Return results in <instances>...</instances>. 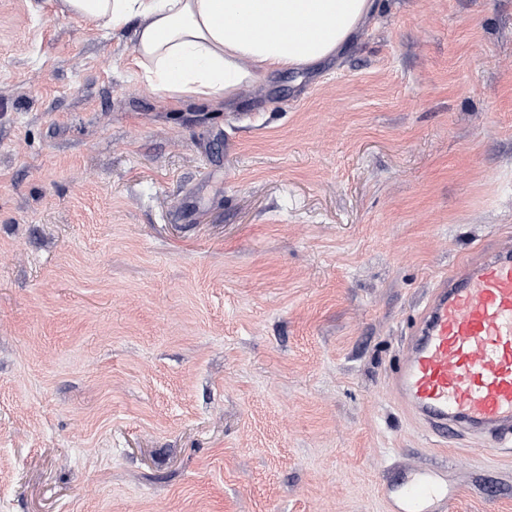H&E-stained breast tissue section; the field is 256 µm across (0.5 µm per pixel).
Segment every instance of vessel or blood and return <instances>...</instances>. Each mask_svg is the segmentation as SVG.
Returning a JSON list of instances; mask_svg holds the SVG:
<instances>
[{"mask_svg":"<svg viewBox=\"0 0 512 512\" xmlns=\"http://www.w3.org/2000/svg\"><path fill=\"white\" fill-rule=\"evenodd\" d=\"M391 381L429 434L465 433L487 449L512 434L511 236L476 250L432 287ZM441 493L428 471H418L393 512H428Z\"/></svg>","mask_w":512,"mask_h":512,"instance_id":"vessel-or-blood-1","label":"vessel or blood"}]
</instances>
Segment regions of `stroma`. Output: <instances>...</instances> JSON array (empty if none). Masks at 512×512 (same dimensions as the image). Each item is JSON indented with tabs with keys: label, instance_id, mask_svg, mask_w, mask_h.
Wrapping results in <instances>:
<instances>
[{
	"label": "stroma",
	"instance_id": "35a3bbf8",
	"mask_svg": "<svg viewBox=\"0 0 512 512\" xmlns=\"http://www.w3.org/2000/svg\"><path fill=\"white\" fill-rule=\"evenodd\" d=\"M0 0V512H512V440L389 380L512 233V0H376L338 56L173 105L132 28ZM427 470H417L418 478L406 485L397 502L391 505L396 512H428L431 504L442 494L441 486L433 481Z\"/></svg>",
	"mask_w": 512,
	"mask_h": 512
}]
</instances>
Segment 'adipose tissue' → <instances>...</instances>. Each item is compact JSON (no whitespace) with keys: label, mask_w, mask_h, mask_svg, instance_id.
I'll use <instances>...</instances> for the list:
<instances>
[{"label":"adipose tissue","mask_w":512,"mask_h":512,"mask_svg":"<svg viewBox=\"0 0 512 512\" xmlns=\"http://www.w3.org/2000/svg\"><path fill=\"white\" fill-rule=\"evenodd\" d=\"M372 0H58L63 16L119 31L138 21L134 65L172 104L233 99L261 75L336 55Z\"/></svg>","instance_id":"1"}]
</instances>
